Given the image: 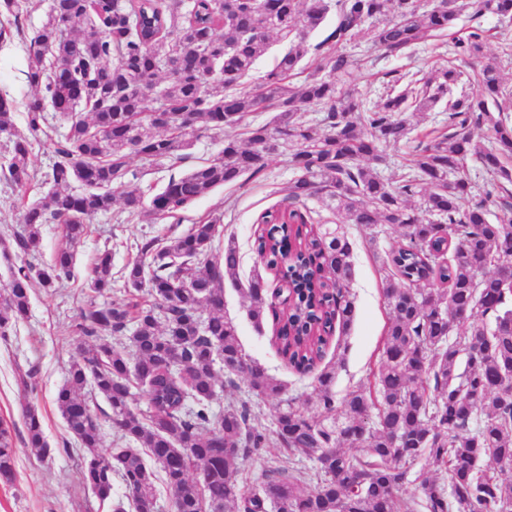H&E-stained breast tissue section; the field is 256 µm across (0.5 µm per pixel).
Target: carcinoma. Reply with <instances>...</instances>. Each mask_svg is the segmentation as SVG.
<instances>
[{"instance_id":"carcinoma-1","label":"carcinoma","mask_w":512,"mask_h":512,"mask_svg":"<svg viewBox=\"0 0 512 512\" xmlns=\"http://www.w3.org/2000/svg\"><path fill=\"white\" fill-rule=\"evenodd\" d=\"M54 2L31 41L30 136L15 132V102L0 93V135L12 142L7 171L21 188L30 181L31 138L50 128L52 111L69 119L46 174L50 190L22 206L20 229L0 240L3 254L20 260L0 289L1 336L27 318L34 286L53 291L73 278L74 247L94 216L112 209L128 156L179 160L200 123L207 130L242 124L245 138L225 140L212 161L170 178L151 200L154 213L173 215L216 187L257 176L282 150L296 170L291 203L317 196L336 215V223L314 228L296 207L264 214L257 252L281 275L287 295L270 300L258 281L248 294L256 326L268 313L279 324L273 342L288 365L317 371L320 416L284 397L282 383L246 358L238 327L224 318L221 282L237 278L240 254L232 238L214 252L219 220L203 218L165 244L143 238L122 275L127 298L116 302L98 301L112 291V253H98L74 320L75 332L97 343L72 361L56 393L85 485L106 500L117 477L134 512H157L149 458L173 491L174 512H416L418 505L425 512H501L512 503V478L502 477L512 470V218L490 219L492 203L512 208V90L490 64L473 71V91L454 100L447 96L459 73L448 66L395 78L373 108L336 82L357 64L343 48L363 30L392 55L449 36L454 54L478 59L482 34L456 35L458 17H506L512 0H336L335 22L314 47V74L302 81L305 43L327 16L308 0ZM273 33L293 40L259 89H248L243 79ZM445 100L454 131L435 136L394 178L382 179L375 165L384 161L383 147L408 138L407 114ZM312 106L323 111V135L305 120ZM262 111L275 113L273 122L244 124ZM469 160L498 200L488 189L475 193ZM77 178L86 182L81 193L71 189ZM50 222L63 225L66 246L50 263H35L41 228ZM343 224H392L400 240L381 260L390 319L374 386L338 400L336 366L318 365L334 325L347 327L355 313L353 245ZM465 314L468 327L453 334ZM103 329L129 333V351L100 339ZM219 356L227 384L240 377L253 395L281 399L276 440L288 457L313 461L310 474L275 466L254 489L240 482L237 461L266 447L267 435L246 403L225 408L220 420L212 413ZM88 386L106 399L130 446L100 451ZM135 389L147 398L146 415L132 407ZM26 431L25 447L50 457L33 408ZM16 452L0 419L1 483L14 479ZM421 459L445 471L448 485L423 470L415 498L404 482Z\"/></svg>"}]
</instances>
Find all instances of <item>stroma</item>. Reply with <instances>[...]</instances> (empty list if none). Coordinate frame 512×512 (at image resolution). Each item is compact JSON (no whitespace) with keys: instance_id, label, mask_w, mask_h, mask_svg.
Instances as JSON below:
<instances>
[{"instance_id":"1","label":"stroma","mask_w":512,"mask_h":512,"mask_svg":"<svg viewBox=\"0 0 512 512\" xmlns=\"http://www.w3.org/2000/svg\"><path fill=\"white\" fill-rule=\"evenodd\" d=\"M20 14L0 8V24L11 26L5 41H0V92L10 94L18 104L14 114L15 129L26 133L27 118L24 103L33 91L25 73L30 58V43L39 29L51 0H19ZM482 27L488 30L483 63L497 66L507 85L512 86V57L503 55L499 33L512 35V17H486ZM347 50L360 59L361 66L354 75L351 90L376 105L387 83L396 74L429 69L444 64L470 71V59L450 56L444 38L436 37L411 47L405 55L391 57L374 48L367 35L352 40ZM46 135L32 144L27 189L15 187L3 172L10 153L7 136L0 135V238L10 237L18 229L22 203L40 200L50 189L45 175L54 161V148L65 135L68 123L62 117L51 121ZM448 128V112L437 107L434 112L417 116L412 121V133L406 144L383 150L384 163L379 174L393 178L400 165L416 147L428 143L433 131ZM239 128L207 130L195 138L182 153L180 162L151 164L137 155H130L126 177L127 189L151 198L168 182L215 158L224 142L238 137ZM295 172L284 153L272 154L265 170L257 178H242L237 184L218 187L173 217L154 215L150 208L129 214L123 202H115L111 212L94 217L87 236L76 248L74 277L64 288L48 294L36 288L31 292L30 313L27 319L0 336V419L14 427L13 437L20 449L15 459L16 480L0 483V512H113V503L126 497L121 481H114L112 496L100 500L85 486L77 457L72 450L76 442L67 429L55 404V394L63 384L72 359L80 350L89 347L90 338L78 335L73 327L79 309L87 300L86 279L99 250L112 251V296L124 298L120 281L123 267L137 255L136 243L142 237L162 240L179 236L208 216L219 217L222 237H233L240 252L241 263L237 278L225 279L224 315L236 323L243 351L278 379L287 396L298 402L313 405L318 399L314 374H300L288 367L278 354L272 338L275 325L265 320L255 327L248 315L247 290L255 279H262L268 295L282 293L285 284L280 275L266 268L257 255L255 239L260 216L286 204L287 188ZM344 230L353 244L354 280L351 293L356 306L355 319L348 330H335L325 349V362L336 366L333 389L337 397L350 390L373 384L385 342L389 311L384 303L383 285L378 273V254L388 251L398 239L396 227L384 224L373 231L348 224ZM37 375L31 385H23L22 377L29 369ZM249 402L262 427L273 429L279 409L275 400H260L251 396L244 381L218 390L212 403L214 411ZM38 411L45 438L52 450L51 458L38 460L21 442L26 435L25 410ZM274 466H288L296 471L310 468L309 460H288L275 439H268L261 453L239 463V478L245 485H255L262 472Z\"/></svg>"}]
</instances>
